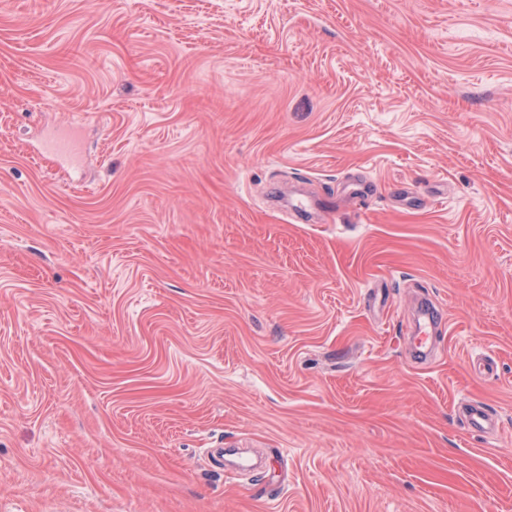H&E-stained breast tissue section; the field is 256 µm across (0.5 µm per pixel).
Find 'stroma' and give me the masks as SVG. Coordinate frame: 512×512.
Listing matches in <instances>:
<instances>
[{
	"label": "stroma",
	"mask_w": 512,
	"mask_h": 512,
	"mask_svg": "<svg viewBox=\"0 0 512 512\" xmlns=\"http://www.w3.org/2000/svg\"><path fill=\"white\" fill-rule=\"evenodd\" d=\"M0 512H512V0H0ZM440 309L433 303L423 306L416 316L414 323V347L416 352L422 354V364L428 363L432 358L433 335L438 334L441 321L438 313Z\"/></svg>",
	"instance_id": "35a3bbf8"
}]
</instances>
